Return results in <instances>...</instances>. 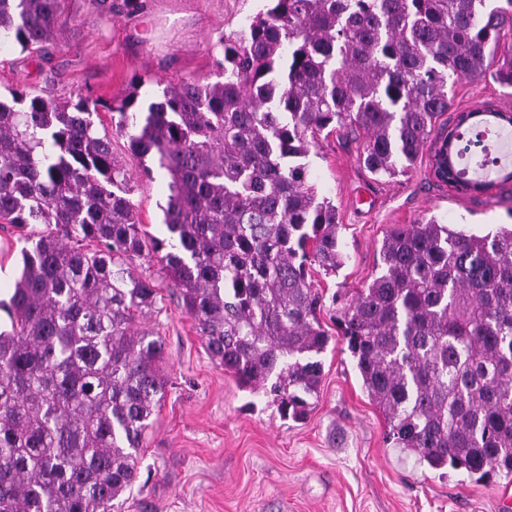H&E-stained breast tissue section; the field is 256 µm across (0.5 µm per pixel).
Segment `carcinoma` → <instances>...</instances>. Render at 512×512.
Wrapping results in <instances>:
<instances>
[{
    "mask_svg": "<svg viewBox=\"0 0 512 512\" xmlns=\"http://www.w3.org/2000/svg\"><path fill=\"white\" fill-rule=\"evenodd\" d=\"M61 0H0V39H50ZM219 40L221 79L165 87L112 131L169 176L167 236L92 115L101 102L0 99V220L24 235L0 331V512H112L166 393L164 342L140 327L172 288L208 355L300 420L331 336L309 280L344 264L336 205L305 159L324 131L360 130L363 162L396 178L442 138L448 83L512 88V0H271ZM500 173L477 132L455 152ZM154 255L160 278L134 259ZM336 333L392 447L477 481L512 475V227L431 216L388 232Z\"/></svg>",
    "mask_w": 512,
    "mask_h": 512,
    "instance_id": "cac0c4a2",
    "label": "carcinoma"
}]
</instances>
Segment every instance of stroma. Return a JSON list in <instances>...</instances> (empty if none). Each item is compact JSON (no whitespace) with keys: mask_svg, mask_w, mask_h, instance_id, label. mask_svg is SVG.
Returning <instances> with one entry per match:
<instances>
[{"mask_svg":"<svg viewBox=\"0 0 512 512\" xmlns=\"http://www.w3.org/2000/svg\"><path fill=\"white\" fill-rule=\"evenodd\" d=\"M264 8V0H145L132 12L123 0H63L57 36L39 54L0 45V95L19 88L98 97L107 107L95 124L108 131L112 106L130 94L144 108L167 85L215 81L219 36L236 35ZM448 94V120L476 104L512 113V88L490 78L458 81ZM363 148V139L336 132L309 157L312 183L336 207L345 256L336 273L314 276L328 299L322 325L331 334L342 308L332 295L351 298L364 288L392 229L430 216L478 232L512 224V180L463 196L434 178L430 152L411 176L389 179L364 166ZM112 150L131 176L139 222L162 234L167 175L144 174L127 138L113 137ZM24 245L19 231L0 228L2 302L13 292ZM162 295L160 312L142 326L165 341L167 393L140 450L139 477L117 512H508L500 498L512 495V476L485 484L456 471L443 475L391 447L344 344L321 354L318 392L306 418L295 421L281 416L272 396L242 389L216 365L176 294L166 288Z\"/></svg>","mask_w":512,"mask_h":512,"instance_id":"obj_1","label":"stroma"}]
</instances>
